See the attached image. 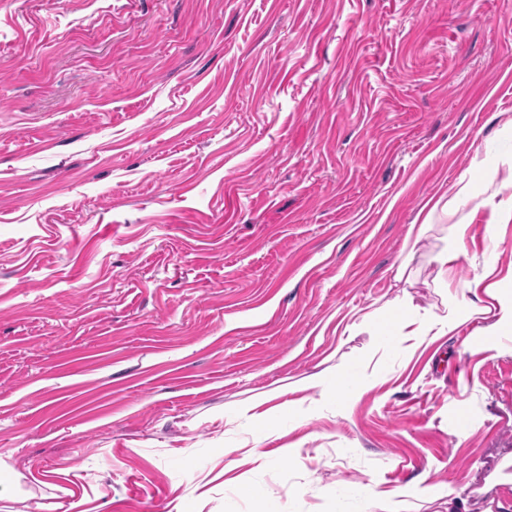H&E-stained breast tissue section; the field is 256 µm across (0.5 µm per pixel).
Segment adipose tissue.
I'll use <instances>...</instances> for the list:
<instances>
[{"mask_svg": "<svg viewBox=\"0 0 512 512\" xmlns=\"http://www.w3.org/2000/svg\"><path fill=\"white\" fill-rule=\"evenodd\" d=\"M436 263L433 281L445 290L442 300L443 313L414 318L412 298L406 294L395 296L385 301L379 308L380 313L387 315L389 319L386 326L377 330V338L381 343L396 348L408 342L418 346L442 336L454 335L461 324L472 320L484 321L486 330L491 335H512V289L502 287L500 282L494 281V265H485L481 274L482 280L486 282L483 299L461 303L446 291L447 253L437 255ZM368 385V378L353 380L350 370L346 368L329 374L316 373L303 381L304 388L320 390L340 405L359 400L367 391Z\"/></svg>", "mask_w": 512, "mask_h": 512, "instance_id": "obj_1", "label": "adipose tissue"}]
</instances>
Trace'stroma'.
Wrapping results in <instances>:
<instances>
[{"label":"stroma","mask_w":512,"mask_h":512,"mask_svg":"<svg viewBox=\"0 0 512 512\" xmlns=\"http://www.w3.org/2000/svg\"><path fill=\"white\" fill-rule=\"evenodd\" d=\"M462 220L463 303L512 278V0H0V512L511 500L512 335L352 327L405 290L442 313ZM341 367L379 383L300 384ZM432 226H433V224L411 225L410 234H409L410 241L412 240L411 247L409 249V252H408V255L406 256V258L400 263V265L397 268V272L395 275L396 282H402L403 280L405 283L410 282V278L405 277L406 270L409 265V261L412 259L413 255L415 254L418 244H420V242L426 238V235ZM375 379L363 377L353 381L348 368H340L334 373H316L308 376L303 381V389L315 390L330 396L337 405H346L359 400L367 391L369 382ZM257 406L254 402L240 404L234 410V418L256 429L271 425L275 417L268 412L256 413L255 409Z\"/></svg>","instance_id":"stroma-1"}]
</instances>
